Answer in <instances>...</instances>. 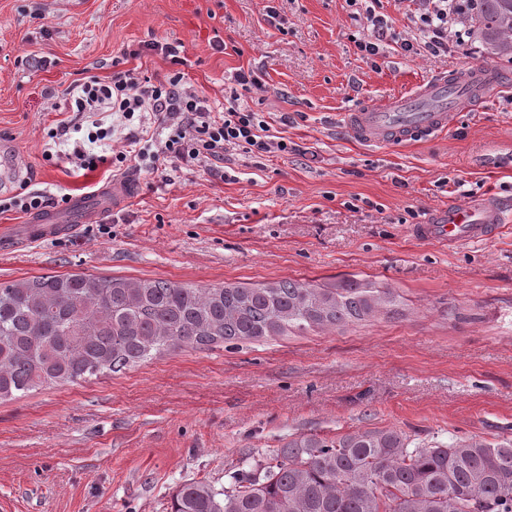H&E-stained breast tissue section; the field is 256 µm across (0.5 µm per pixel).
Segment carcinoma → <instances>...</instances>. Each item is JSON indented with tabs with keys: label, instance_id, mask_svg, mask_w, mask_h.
<instances>
[{
	"label": "carcinoma",
	"instance_id": "1",
	"mask_svg": "<svg viewBox=\"0 0 512 512\" xmlns=\"http://www.w3.org/2000/svg\"><path fill=\"white\" fill-rule=\"evenodd\" d=\"M487 53L512 55V0H477ZM386 291L284 280L189 288L86 274L0 282V401L119 372L189 345L343 327L387 310ZM171 512H512V439L413 443L397 430L300 435L224 485H182Z\"/></svg>",
	"mask_w": 512,
	"mask_h": 512
}]
</instances>
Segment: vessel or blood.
I'll list each match as a JSON object with an SVG mask.
<instances>
[{
	"mask_svg": "<svg viewBox=\"0 0 512 512\" xmlns=\"http://www.w3.org/2000/svg\"><path fill=\"white\" fill-rule=\"evenodd\" d=\"M502 88L492 67L472 69L456 79L445 76L413 87L409 92L381 103H368L363 108L345 113L349 132L368 145H400L415 138H431L443 132L454 112L473 107ZM130 184L118 182L107 191L98 192V208L110 211L122 206L129 197ZM508 200L493 195L479 203L451 206L430 214L418 232L427 237H448L462 242L491 236L500 226ZM67 224L55 223L53 215L33 219L28 226L30 238L61 236L72 233Z\"/></svg>",
	"mask_w": 512,
	"mask_h": 512,
	"instance_id": "1",
	"label": "vessel or blood"
}]
</instances>
